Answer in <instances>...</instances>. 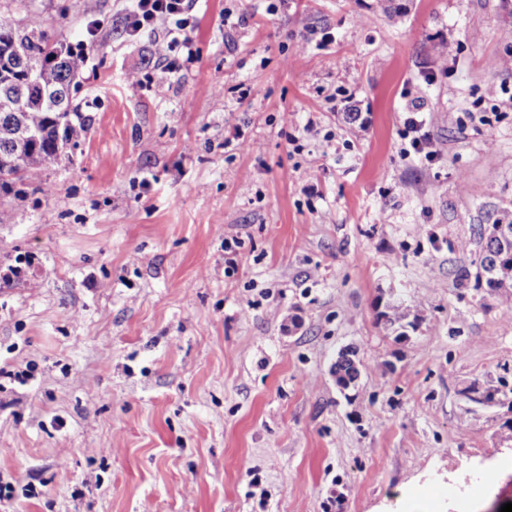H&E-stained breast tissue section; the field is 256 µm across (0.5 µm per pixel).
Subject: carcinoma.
<instances>
[{"label": "carcinoma", "mask_w": 512, "mask_h": 512, "mask_svg": "<svg viewBox=\"0 0 512 512\" xmlns=\"http://www.w3.org/2000/svg\"><path fill=\"white\" fill-rule=\"evenodd\" d=\"M80 50L52 34L36 14L10 23L0 21V198L48 195L43 186L45 171L65 160L63 151L78 148L88 132L86 118L73 104L79 91L77 78L86 65ZM512 227V211L504 209L493 223L477 230L479 251L472 261L475 270L459 272L460 285L485 288L512 306V263L500 255L512 250L504 243L499 226ZM406 335L400 306L392 304L380 313ZM359 366L341 358L335 363L336 380L353 378Z\"/></svg>", "instance_id": "1"}]
</instances>
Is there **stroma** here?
I'll return each instance as SVG.
<instances>
[{
	"instance_id": "obj_1",
	"label": "stroma",
	"mask_w": 512,
	"mask_h": 512,
	"mask_svg": "<svg viewBox=\"0 0 512 512\" xmlns=\"http://www.w3.org/2000/svg\"><path fill=\"white\" fill-rule=\"evenodd\" d=\"M133 6L0 0L102 23L84 141L0 203V512H500L512 315L457 273L512 208V0H198L163 82ZM424 109L420 98H413L406 104L405 137H411L409 145L415 154L422 156L427 162H434L441 158L442 147L440 141L426 127ZM341 354V356H340ZM353 354H354V351L350 350V349H343L336 361L338 360V358L340 357H343V358H340L337 363L334 364L335 368H334V375L336 376V383H339V381L341 379H345V378H349L350 380L352 381H347V382H344L343 384H338V387L341 389V390H346L348 389L350 386H352L353 384H356V382L359 380L360 376L358 374L361 373V369H360V363H358V366L354 364V362H352L350 359L353 360ZM340 356V357H339ZM345 357V358H344ZM348 358V359H346ZM354 375H358L357 377H354Z\"/></svg>"
}]
</instances>
